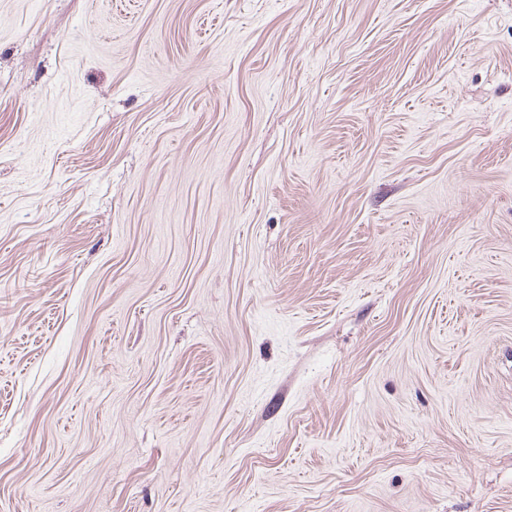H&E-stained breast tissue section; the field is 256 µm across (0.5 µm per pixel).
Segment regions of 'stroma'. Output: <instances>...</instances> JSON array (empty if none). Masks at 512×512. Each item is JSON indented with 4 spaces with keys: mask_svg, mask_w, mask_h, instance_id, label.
<instances>
[{
    "mask_svg": "<svg viewBox=\"0 0 512 512\" xmlns=\"http://www.w3.org/2000/svg\"><path fill=\"white\" fill-rule=\"evenodd\" d=\"M0 512H512V0H0Z\"/></svg>",
    "mask_w": 512,
    "mask_h": 512,
    "instance_id": "obj_1",
    "label": "stroma"
}]
</instances>
